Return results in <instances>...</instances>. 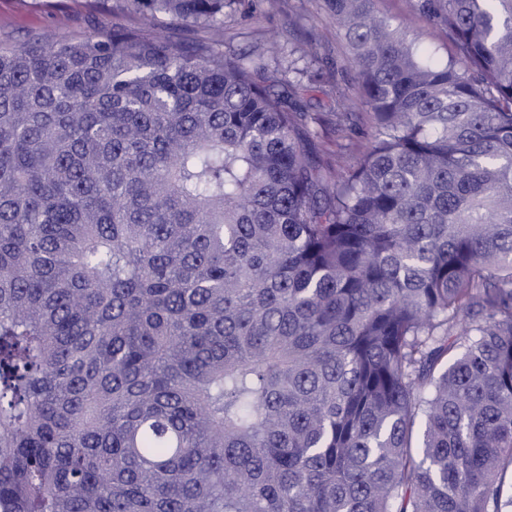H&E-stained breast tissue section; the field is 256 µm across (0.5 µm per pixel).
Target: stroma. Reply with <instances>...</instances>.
Segmentation results:
<instances>
[{
    "label": "stroma",
    "instance_id": "obj_1",
    "mask_svg": "<svg viewBox=\"0 0 512 512\" xmlns=\"http://www.w3.org/2000/svg\"><path fill=\"white\" fill-rule=\"evenodd\" d=\"M376 9L418 38L435 59L444 61L454 55L453 44L413 9L411 0H376ZM150 19L165 38L178 45L207 41L223 49L232 46L249 52L269 40L289 48L316 38L323 80L305 97L304 109L328 112L342 98L353 113L346 138L332 133L321 136L318 154L323 161H330L342 144L349 160H358L372 136V122L360 96L350 49L324 0H280L273 9L263 0H243L241 5L225 9L223 21L217 24L180 28L166 26L164 17H151L143 2L134 7L128 0H0V44L17 45L37 37L85 38L115 28H136Z\"/></svg>",
    "mask_w": 512,
    "mask_h": 512
}]
</instances>
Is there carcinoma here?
<instances>
[{"instance_id": "cac0c4a2", "label": "carcinoma", "mask_w": 512, "mask_h": 512, "mask_svg": "<svg viewBox=\"0 0 512 512\" xmlns=\"http://www.w3.org/2000/svg\"><path fill=\"white\" fill-rule=\"evenodd\" d=\"M374 2L353 166L298 58L0 47V512H512V0ZM412 0H376L378 12L394 18L411 37L418 38L421 45L433 57L447 61L455 54V47L444 33L431 26L426 19L412 7Z\"/></svg>"}]
</instances>
